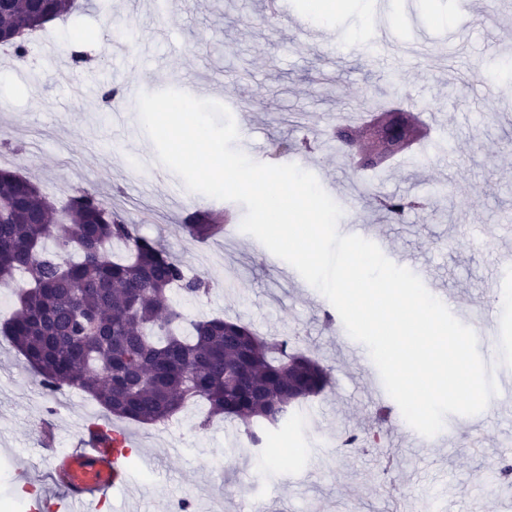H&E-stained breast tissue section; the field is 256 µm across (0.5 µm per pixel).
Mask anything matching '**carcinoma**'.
I'll use <instances>...</instances> for the list:
<instances>
[{
	"instance_id": "carcinoma-1",
	"label": "carcinoma",
	"mask_w": 512,
	"mask_h": 512,
	"mask_svg": "<svg viewBox=\"0 0 512 512\" xmlns=\"http://www.w3.org/2000/svg\"><path fill=\"white\" fill-rule=\"evenodd\" d=\"M75 7L73 0H10L0 12V33L23 62L27 42L11 35L35 32ZM375 168L405 153L418 138L415 116L404 109L380 110L366 124ZM0 287L16 277L26 286L0 323V335L22 354L39 383L89 393L117 419L156 425L201 401L206 426L213 417L244 425L245 437L263 442L267 426L285 425L308 399L331 384L330 370L315 357L267 338L249 325L223 317L191 321L170 304L177 290L198 298L209 284L189 278L182 263L140 235L116 208L94 192L80 190L58 211L32 180L0 168ZM394 222L412 209H433V200L377 198ZM216 216L194 217L188 231L210 232ZM54 249L45 251L47 242ZM124 244L116 259L108 245Z\"/></svg>"
}]
</instances>
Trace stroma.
I'll return each instance as SVG.
<instances>
[{
  "instance_id": "1",
  "label": "stroma",
  "mask_w": 512,
  "mask_h": 512,
  "mask_svg": "<svg viewBox=\"0 0 512 512\" xmlns=\"http://www.w3.org/2000/svg\"><path fill=\"white\" fill-rule=\"evenodd\" d=\"M331 11L292 0L288 16L267 20L264 0H173L167 18L151 0H107L47 25L30 41L25 64L0 54V168L36 182L64 206L78 188L119 201V212L141 235L160 240L186 270L212 282L211 293L180 310L196 316L240 319L267 337L288 339L313 352L331 370L332 387L303 404L302 428L268 431L249 443L240 424L214 420L200 428L204 408L191 405L174 421L127 423L144 460L131 482L102 512H173L178 500H203L210 512H411L437 503L442 512H512V487L497 479V463L512 456V401L489 402L481 413L458 417L454 433L430 438L427 449L389 450L386 427L376 441L340 447L345 431L368 426L377 400L369 378L377 368L368 350L350 358V336L324 329L329 300L312 286L279 276L280 258L240 228L204 241L190 238L187 215L216 201L188 191L162 165L137 113L143 92H192L211 82L212 100L231 111L250 157L271 163L272 143L309 138L310 153L282 156L313 173L335 201L351 199L350 221L368 225L397 254L409 255L447 289L449 305L489 309L499 331L506 243L499 227L512 220V76L497 75L512 45V15L490 27L481 20L493 0H389L398 41L416 27L430 40L420 53L378 57L359 49L376 0H338ZM336 31V56L312 45L306 26ZM84 55L74 67V54ZM491 75L471 79L476 64ZM80 83L81 98L66 96L62 81ZM422 112L440 121V142L415 164L394 158L361 167L351 155L325 148L327 131L363 112L367 102ZM376 194L439 200L427 216L394 223L376 210ZM102 407L66 387L48 394L0 337V504L27 512L29 488L55 498L44 484L46 462L39 422L52 414L57 448L70 447L87 419ZM303 449L300 459L277 455L276 444Z\"/></svg>"
}]
</instances>
